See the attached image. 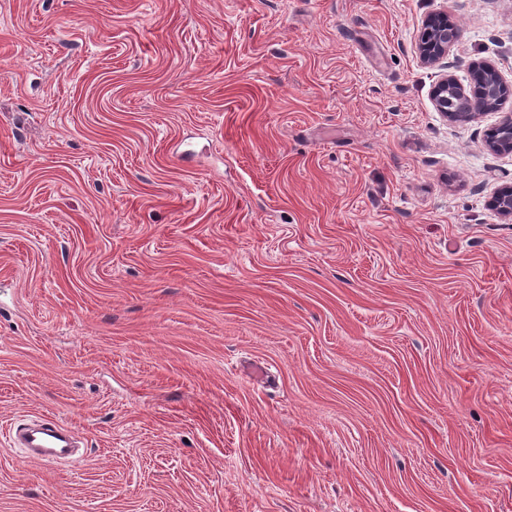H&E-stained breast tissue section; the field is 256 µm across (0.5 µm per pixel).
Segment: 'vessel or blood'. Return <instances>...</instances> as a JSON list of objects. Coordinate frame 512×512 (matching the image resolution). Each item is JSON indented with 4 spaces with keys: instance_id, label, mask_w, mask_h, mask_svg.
<instances>
[{
    "instance_id": "1",
    "label": "vessel or blood",
    "mask_w": 512,
    "mask_h": 512,
    "mask_svg": "<svg viewBox=\"0 0 512 512\" xmlns=\"http://www.w3.org/2000/svg\"><path fill=\"white\" fill-rule=\"evenodd\" d=\"M14 442L42 461H73L78 457L74 430L57 420L42 418L16 427Z\"/></svg>"
}]
</instances>
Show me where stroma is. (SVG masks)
I'll return each instance as SVG.
<instances>
[{"label": "stroma", "mask_w": 512, "mask_h": 512, "mask_svg": "<svg viewBox=\"0 0 512 512\" xmlns=\"http://www.w3.org/2000/svg\"><path fill=\"white\" fill-rule=\"evenodd\" d=\"M476 60L512 0H0V512H512ZM453 29H448V16L446 13H437L430 17L424 25L420 40V54L426 61H433L448 54V46L453 43ZM453 39V40H452ZM452 41V42H451ZM448 85L456 86L454 88L455 102L457 105H466L470 107L474 100L472 92L466 93L461 87H459L451 78L446 76L439 81L434 87L432 93V99L437 109L442 113L444 117L452 122H470L472 121L479 112H469L464 110H458L457 112H448V109H457L448 98L454 99L452 92L448 91ZM448 91V94H447ZM465 112V113H460ZM14 444L27 448L31 457L42 461H74L78 457L79 445L74 430L51 418L18 425Z\"/></svg>", "instance_id": "35a3bbf8"}]
</instances>
